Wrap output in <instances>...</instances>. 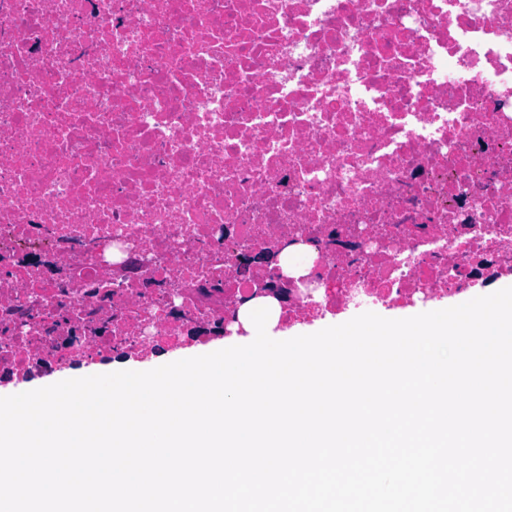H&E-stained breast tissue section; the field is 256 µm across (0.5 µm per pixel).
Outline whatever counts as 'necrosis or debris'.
Masks as SVG:
<instances>
[{"mask_svg": "<svg viewBox=\"0 0 512 512\" xmlns=\"http://www.w3.org/2000/svg\"><path fill=\"white\" fill-rule=\"evenodd\" d=\"M512 276V0H0V372Z\"/></svg>", "mask_w": 512, "mask_h": 512, "instance_id": "4bbe7bcc", "label": "necrosis or debris"}]
</instances>
